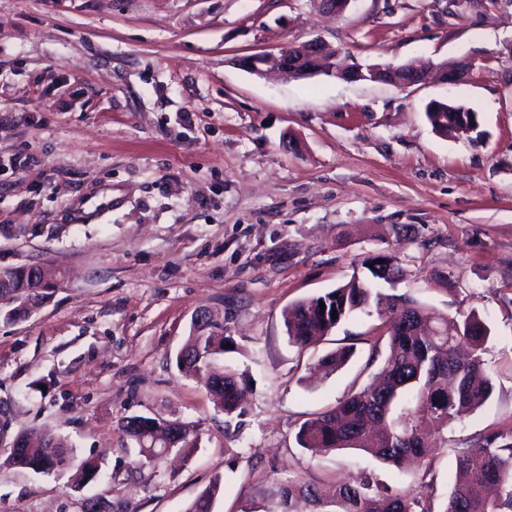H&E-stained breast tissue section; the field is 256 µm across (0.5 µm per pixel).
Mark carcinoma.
Masks as SVG:
<instances>
[{
    "instance_id": "carcinoma-1",
    "label": "carcinoma",
    "mask_w": 512,
    "mask_h": 512,
    "mask_svg": "<svg viewBox=\"0 0 512 512\" xmlns=\"http://www.w3.org/2000/svg\"><path fill=\"white\" fill-rule=\"evenodd\" d=\"M426 116L437 132L455 131L458 113L428 109ZM363 265L371 278L355 271L344 284L283 310L288 340L301 349L317 343L358 311L385 306L390 312L373 341V354L383 355L377 379L304 421L296 441L313 455L354 449L399 468L427 457L448 420L489 399L492 382L484 369V355L490 328L474 311L462 318L448 316L382 291L378 282L393 286L401 277L389 254L374 253ZM40 288L44 297L50 296L52 287L41 285L35 266L0 269V301L27 300ZM228 344H235L234 337L225 335L224 326L209 315L203 325L191 327L175 363L181 374L201 379L217 408L229 417L240 409L238 391L246 379L221 363ZM352 355V348H342L319 362L331 375ZM158 425V419L145 416L127 417L119 425L122 439L138 449L140 469L150 466L165 448L163 439L153 434ZM19 439L20 456L10 454L7 462L36 473L45 472L47 462L68 464L73 454L67 440L52 431L36 442L24 434ZM221 491V478L216 476L184 512H212ZM301 499L310 512H434L430 500L412 497L371 473L338 481L327 491L296 475L280 485L279 512H295ZM443 512H512V430L481 434L458 449L456 479Z\"/></svg>"
}]
</instances>
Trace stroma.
Returning a JSON list of instances; mask_svg holds the SVG:
<instances>
[{
	"instance_id": "stroma-1",
	"label": "stroma",
	"mask_w": 512,
	"mask_h": 512,
	"mask_svg": "<svg viewBox=\"0 0 512 512\" xmlns=\"http://www.w3.org/2000/svg\"><path fill=\"white\" fill-rule=\"evenodd\" d=\"M316 38L383 67L472 66L459 84L398 86L238 64ZM434 99L476 111L478 135L435 132ZM377 252L402 270L395 293L492 328L493 395L433 453L439 505L457 449L512 428V0H352L338 16L315 0H0V269L60 273L27 318L0 319V512H81L101 492L116 512H183L217 475L213 512H274L296 474L424 494L420 467L295 441L378 371L381 320L358 313L301 350L282 311ZM201 308L237 343L224 361L248 379L241 415L172 361ZM346 345L344 368L309 378ZM134 415L189 423L188 459L138 469L118 429ZM42 430L72 446L65 469L7 464L17 434ZM87 459L101 476L80 485Z\"/></svg>"
}]
</instances>
